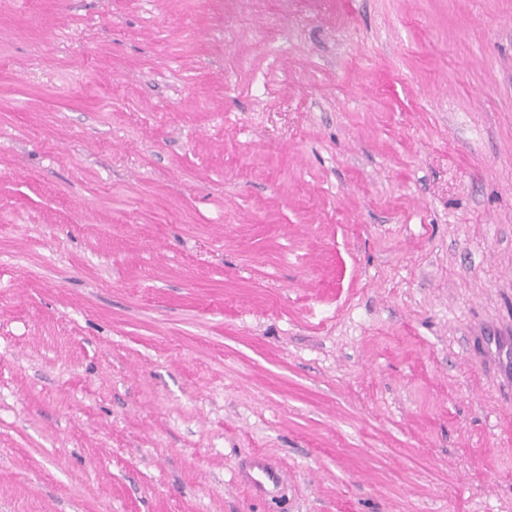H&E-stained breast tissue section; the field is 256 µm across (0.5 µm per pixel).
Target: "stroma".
<instances>
[{
    "mask_svg": "<svg viewBox=\"0 0 512 512\" xmlns=\"http://www.w3.org/2000/svg\"><path fill=\"white\" fill-rule=\"evenodd\" d=\"M0 512H512V0H0ZM255 470L261 474L260 478L256 476ZM281 480L280 473L270 468L261 459H255L248 471L240 473L241 483L256 492H267V485H272L273 488H277Z\"/></svg>",
    "mask_w": 512,
    "mask_h": 512,
    "instance_id": "stroma-1",
    "label": "stroma"
}]
</instances>
